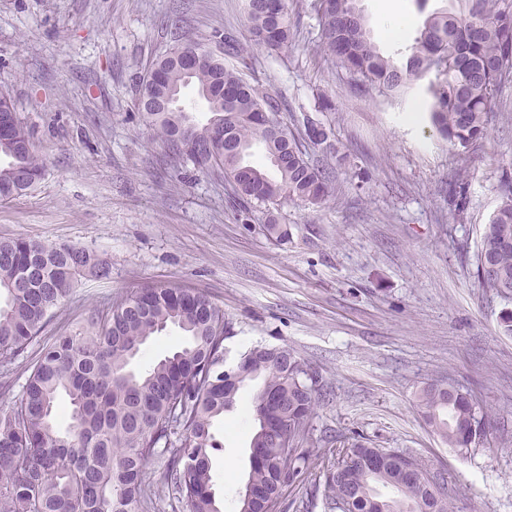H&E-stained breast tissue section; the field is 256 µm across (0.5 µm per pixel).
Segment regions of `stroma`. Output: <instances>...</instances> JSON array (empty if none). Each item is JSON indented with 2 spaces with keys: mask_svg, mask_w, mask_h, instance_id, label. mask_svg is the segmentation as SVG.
<instances>
[{
  "mask_svg": "<svg viewBox=\"0 0 512 512\" xmlns=\"http://www.w3.org/2000/svg\"><path fill=\"white\" fill-rule=\"evenodd\" d=\"M312 0H293L294 39L245 58L250 81L289 119L330 126L334 153L310 148L335 192L322 205L281 201L288 235L264 231V210L241 212L223 180L174 166L134 106L172 31L246 42L243 0H0V90L34 131L44 177L0 202V239L68 244L107 261L55 310L45 333H66L145 282L208 294L224 311V366L261 344L288 347L320 372L326 395L312 438L338 448L362 436L445 473L459 512H512V298L481 288L475 254L512 170V85L486 137L460 156L424 112L423 84L387 98L358 91L320 51ZM381 52L409 44L446 0H359ZM334 111L318 112L317 95ZM465 180L463 217L448 186ZM449 379L489 408L484 444L468 455L424 422L417 396ZM252 387L217 419L212 456L224 512H237L249 471ZM321 468L285 488L279 512H331Z\"/></svg>",
  "mask_w": 512,
  "mask_h": 512,
  "instance_id": "1",
  "label": "stroma"
}]
</instances>
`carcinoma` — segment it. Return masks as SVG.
Returning a JSON list of instances; mask_svg holds the SVG:
<instances>
[{
	"instance_id": "obj_1",
	"label": "carcinoma",
	"mask_w": 512,
	"mask_h": 512,
	"mask_svg": "<svg viewBox=\"0 0 512 512\" xmlns=\"http://www.w3.org/2000/svg\"><path fill=\"white\" fill-rule=\"evenodd\" d=\"M430 13L400 57L383 55L371 40L358 0H316L321 46L367 93L391 95L426 74L432 124L455 152L474 149L488 130L503 87L512 84V0H450ZM252 45L273 55L288 49L293 21L288 0H245ZM206 43L173 35L151 63L136 105L178 164L224 178L234 197L267 206L265 230L285 234L272 206L281 199L321 205L334 187L330 174L308 160L302 141L282 116L281 102L249 81L227 44L188 73L187 52ZM194 87L209 117L172 102ZM310 144L333 150L330 129L306 119ZM263 147L267 165L250 161ZM45 165L33 131L0 92V200L32 190ZM501 202L485 225L476 256L481 287L512 296V173L500 177ZM106 273V263L83 249L26 239L0 240V363L42 343L21 394L0 407V512H151L156 492L146 480L153 460L162 481L188 512H222L211 456L213 421L234 408L239 390L260 381L250 400L255 421L250 466L238 512H278L284 488L298 482L314 458L326 465L325 499L335 512H457L444 495L445 477L413 456L368 442L333 456L306 448L321 381L286 347L256 346L224 371V312L204 293L168 283L131 289L87 324L42 340L52 314L78 278ZM183 343L144 370L131 368L141 346L170 327ZM69 399L66 426L57 399ZM418 407L433 431L461 454L486 437L489 412L451 382L427 384ZM396 497L382 496L377 486Z\"/></svg>"
}]
</instances>
